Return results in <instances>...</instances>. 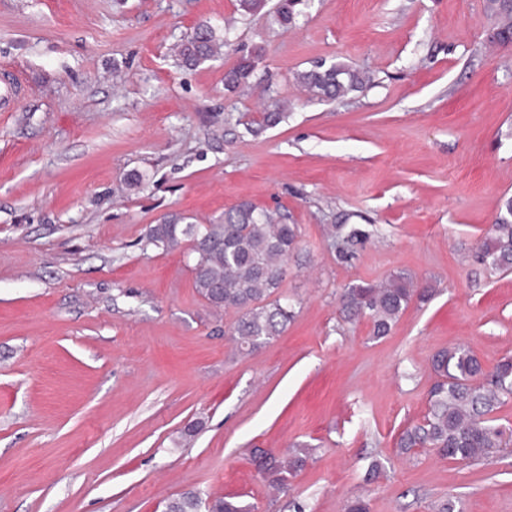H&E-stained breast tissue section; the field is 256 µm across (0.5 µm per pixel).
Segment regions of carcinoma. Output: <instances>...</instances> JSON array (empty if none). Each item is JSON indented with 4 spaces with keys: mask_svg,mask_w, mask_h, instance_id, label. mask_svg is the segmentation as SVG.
<instances>
[{
    "mask_svg": "<svg viewBox=\"0 0 512 512\" xmlns=\"http://www.w3.org/2000/svg\"><path fill=\"white\" fill-rule=\"evenodd\" d=\"M305 0H279L275 15L283 27L295 24ZM485 15L493 21L489 41L504 45L512 41V0H483ZM227 37H218L207 23L197 25L176 46L182 64L198 66L224 54ZM262 58L258 48L242 56L224 75L230 89L249 85ZM298 82L322 100H337L363 91L370 76L342 63H320L297 76ZM368 237L355 224L328 225L327 240L338 255L351 257L352 247ZM299 228L286 222L278 209L241 202L206 224L186 221L170 214L151 226L147 240L156 247L172 249L187 242L195 261L191 268L194 287L211 306L234 309L238 317L229 329L240 352H252L283 333L295 317V307L280 293L288 261L298 246ZM478 260L493 272L512 269V196L500 200L490 235L482 242ZM412 276L400 271L384 281L348 286L339 297V312L347 322L365 319L370 337L380 339L408 308L416 294ZM431 370L437 382L429 393L423 419L404 428L397 439L399 454L431 448L440 456L477 465L500 451L506 428L497 413L512 398V357H506L488 373L468 347L455 346L436 352ZM306 445L284 453L255 449L254 460L268 485L276 490L288 486L312 457ZM166 512H249V508L225 497L202 498L187 491L169 500Z\"/></svg>",
    "mask_w": 512,
    "mask_h": 512,
    "instance_id": "obj_1",
    "label": "carcinoma"
}]
</instances>
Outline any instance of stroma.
Wrapping results in <instances>:
<instances>
[{"instance_id": "1", "label": "stroma", "mask_w": 512, "mask_h": 512, "mask_svg": "<svg viewBox=\"0 0 512 512\" xmlns=\"http://www.w3.org/2000/svg\"><path fill=\"white\" fill-rule=\"evenodd\" d=\"M202 21L235 47L182 66L171 48ZM491 26L483 0H310L288 29L237 0H0V75L25 88L0 112V512H164L191 489L253 512L359 495L370 512L448 495L512 512V443L481 465L395 448L428 410L434 353L465 345L489 371L512 356V271L476 259L512 196V47ZM258 47L250 86L225 90ZM320 61L373 82L321 101L296 80ZM283 100L274 127L238 121ZM242 201L300 232L296 316L248 354L188 248L146 237ZM342 222L368 233L348 260L325 234ZM400 270L432 294L388 336L341 318L343 288ZM299 443L313 460L271 495L252 450Z\"/></svg>"}]
</instances>
